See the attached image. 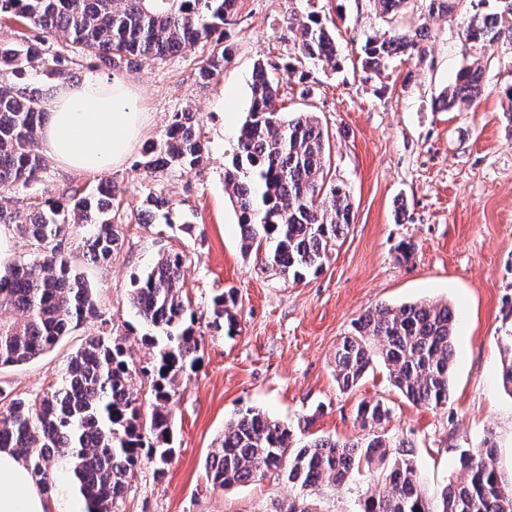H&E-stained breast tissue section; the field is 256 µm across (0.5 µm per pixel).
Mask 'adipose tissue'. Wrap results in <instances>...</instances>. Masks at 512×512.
Segmentation results:
<instances>
[{
    "instance_id": "obj_1",
    "label": "adipose tissue",
    "mask_w": 512,
    "mask_h": 512,
    "mask_svg": "<svg viewBox=\"0 0 512 512\" xmlns=\"http://www.w3.org/2000/svg\"><path fill=\"white\" fill-rule=\"evenodd\" d=\"M40 131L44 152L76 172L103 174L122 165L144 134L147 116L132 87L88 77L60 84L47 104ZM49 504L30 471L9 448H0V512H47Z\"/></svg>"
}]
</instances>
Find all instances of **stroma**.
I'll return each mask as SVG.
<instances>
[{
    "instance_id": "35a3bbf8",
    "label": "stroma",
    "mask_w": 512,
    "mask_h": 512,
    "mask_svg": "<svg viewBox=\"0 0 512 512\" xmlns=\"http://www.w3.org/2000/svg\"><path fill=\"white\" fill-rule=\"evenodd\" d=\"M493 0L472 7L460 0L451 13H428L412 0L397 25L419 32L422 56L391 60L381 73L362 69L367 36L384 31L374 0H237L224 28L233 47L229 63L210 80L199 69L211 42L163 60L134 58L106 68L83 50L55 42L77 77L129 83L148 123L124 165L107 172L123 227L112 262L88 264L76 242L67 258L97 292L99 307L118 329L134 327L125 347L135 363L152 351L142 345L149 328L128 302L133 276L158 258L179 251L194 327L202 336L200 366L179 375L172 407L177 454L163 478L143 464L125 495L124 512H273L297 494L271 475L229 489L207 482L204 463L224 426L253 407L291 432L294 446L315 437L353 442L366 438L355 408L380 399L391 409L383 433L407 438L428 492L441 490L461 451L498 444V465L512 473V393L499 381L498 336L512 330V120L505 87L512 85V44L480 48L463 29L474 12L493 11ZM315 13L336 33V64L295 62V25ZM484 66V92L461 112L436 110L435 97L466 64ZM279 78L285 115L310 112L327 129L333 183L347 190L354 219L318 273L296 281L264 264L263 252L242 247L237 213L225 190L239 129L250 105L256 63ZM176 112L199 119L201 164L191 172L147 170L145 144L158 140ZM40 184L0 191V205L25 208L89 177L46 160ZM170 200L169 216L138 217L148 199ZM414 252L402 257L403 243ZM237 295L239 326L233 335L211 328V300L225 289ZM415 301L447 303L457 312L455 362L447 405L408 401L384 365L359 384L340 390L334 354L367 310ZM84 324L41 357L0 370V386L36 396L58 384L67 359L93 333ZM371 484L353 471L342 485L308 492L318 512H358Z\"/></svg>"
}]
</instances>
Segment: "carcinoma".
Here are the masks:
<instances>
[{"mask_svg": "<svg viewBox=\"0 0 512 512\" xmlns=\"http://www.w3.org/2000/svg\"><path fill=\"white\" fill-rule=\"evenodd\" d=\"M474 14L465 29L469 41L491 45L512 36V0ZM236 0H0V20L29 32L19 45L0 44V71L23 74L44 61V43L63 40L110 65L129 57L163 59L207 41L234 14ZM417 37L402 29L366 39L362 64L378 71L396 56L420 53ZM296 55L336 61V40L321 21L308 17L297 26ZM220 39L200 68L210 79L230 61ZM60 53L45 64L50 76L70 80ZM279 80L263 64L250 83L251 105L240 129L225 187L238 211L243 249L264 250L265 266L300 280L318 272L330 246L353 221L352 203L342 186L327 181L329 136L316 117L285 118L278 106ZM484 91L480 63L462 67L454 84L435 100L442 111L461 110ZM44 112L36 89L0 83V188L27 189L42 181L44 158L37 147ZM142 165L148 170L190 171L203 160L197 121L173 115L163 138L152 144ZM0 224H12L32 240L36 254L0 269V369L44 354L80 324L92 320L94 334L67 362L63 384L33 398L13 397L0 387V448L24 460L41 492L52 495L55 468L65 460L77 481L86 512H120L135 472L145 462L162 477L175 457L171 403L179 374L198 362L200 337L187 322L182 295L184 256L167 251L133 278L130 304L146 325L162 335L144 334L152 360L130 361L126 336L104 316L88 278L73 269L60 249L79 225L91 227L83 248L89 261L112 260L122 246L112 185L70 186L61 196L29 202L25 209L0 205ZM234 291L212 298L217 330L233 334L239 325ZM456 316L447 304L384 305L362 315L355 334L336 350L338 386L357 385L376 363L389 371L393 386L409 401L441 407L448 403L454 365ZM500 377L512 394V336L500 343ZM147 387L150 410L132 392L133 380ZM381 401L362 403L360 427L375 429L388 419ZM497 443L462 451L456 474L437 497L422 487L413 444L371 434L363 442L316 438L299 448L279 422L252 407L224 426V438L206 459L212 486L228 489L279 472L301 490L340 484L364 468L377 476L365 493L361 512H512V480L497 468Z\"/></svg>", "mask_w": 512, "mask_h": 512, "instance_id": "1", "label": "carcinoma"}]
</instances>
